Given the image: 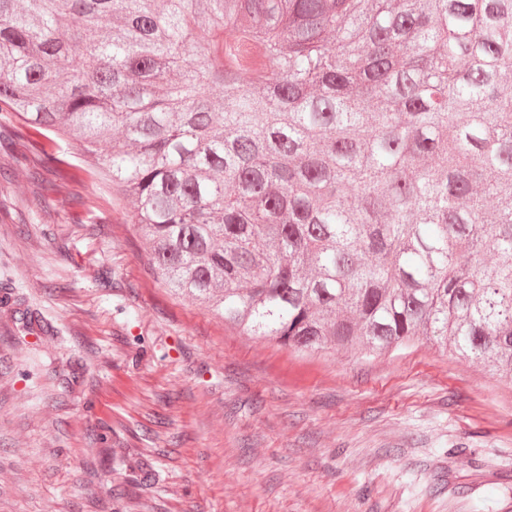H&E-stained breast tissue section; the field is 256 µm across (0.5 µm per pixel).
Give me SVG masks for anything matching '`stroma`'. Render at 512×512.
Segmentation results:
<instances>
[{
    "mask_svg": "<svg viewBox=\"0 0 512 512\" xmlns=\"http://www.w3.org/2000/svg\"><path fill=\"white\" fill-rule=\"evenodd\" d=\"M0 112V512H512V380L430 343L301 354L147 273L75 149ZM115 448L116 459L98 449Z\"/></svg>",
    "mask_w": 512,
    "mask_h": 512,
    "instance_id": "35a3bbf8",
    "label": "stroma"
}]
</instances>
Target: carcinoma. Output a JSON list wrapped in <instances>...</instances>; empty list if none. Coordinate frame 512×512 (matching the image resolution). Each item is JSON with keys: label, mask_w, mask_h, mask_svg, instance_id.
<instances>
[{"label": "carcinoma", "mask_w": 512, "mask_h": 512, "mask_svg": "<svg viewBox=\"0 0 512 512\" xmlns=\"http://www.w3.org/2000/svg\"><path fill=\"white\" fill-rule=\"evenodd\" d=\"M512 0H0V112L150 276L298 353L512 380Z\"/></svg>", "instance_id": "carcinoma-1"}]
</instances>
